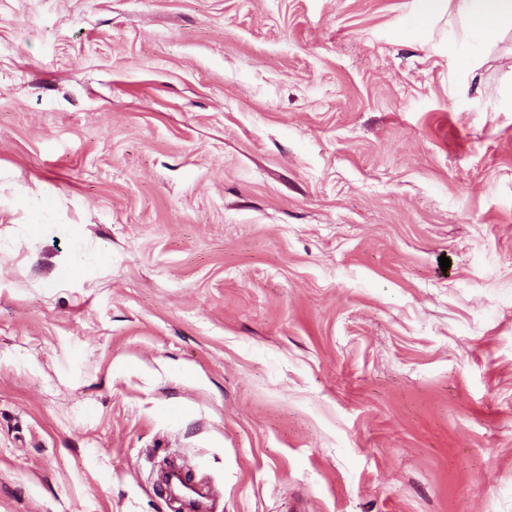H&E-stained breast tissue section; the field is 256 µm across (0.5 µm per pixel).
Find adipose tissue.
Instances as JSON below:
<instances>
[{
  "label": "adipose tissue",
  "mask_w": 512,
  "mask_h": 512,
  "mask_svg": "<svg viewBox=\"0 0 512 512\" xmlns=\"http://www.w3.org/2000/svg\"><path fill=\"white\" fill-rule=\"evenodd\" d=\"M464 22V39L473 48L491 45L512 29V0H454Z\"/></svg>",
  "instance_id": "obj_1"
}]
</instances>
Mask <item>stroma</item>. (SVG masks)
Returning a JSON list of instances; mask_svg holds the SVG:
<instances>
[{
    "label": "stroma",
    "mask_w": 512,
    "mask_h": 512,
    "mask_svg": "<svg viewBox=\"0 0 512 512\" xmlns=\"http://www.w3.org/2000/svg\"><path fill=\"white\" fill-rule=\"evenodd\" d=\"M418 8L0 0V512H512V30Z\"/></svg>",
    "instance_id": "1"
}]
</instances>
